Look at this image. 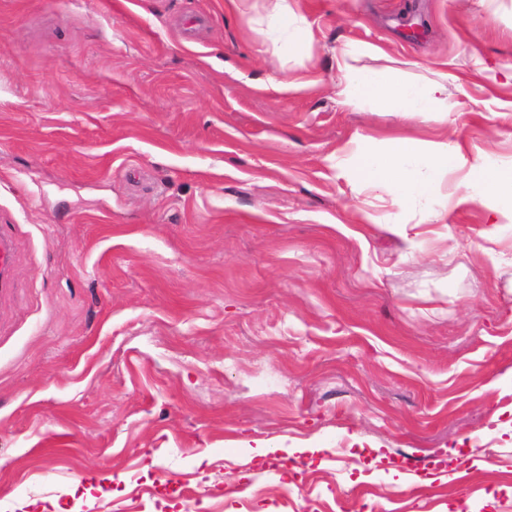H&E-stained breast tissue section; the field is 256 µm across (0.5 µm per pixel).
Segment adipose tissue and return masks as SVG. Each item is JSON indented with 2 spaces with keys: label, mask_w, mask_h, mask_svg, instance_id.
<instances>
[{
  "label": "adipose tissue",
  "mask_w": 512,
  "mask_h": 512,
  "mask_svg": "<svg viewBox=\"0 0 512 512\" xmlns=\"http://www.w3.org/2000/svg\"><path fill=\"white\" fill-rule=\"evenodd\" d=\"M265 23L282 39L286 51L312 41L313 32L296 0H263ZM371 44H348L340 49L336 66L342 74L339 103L351 110L383 109L399 117L422 115L437 118L448 110V84L433 81L421 87L392 82L383 72L353 66L356 56L374 53ZM340 175L372 193L376 199L401 207L433 194L451 170L464 169L462 185L484 196L512 201V167L483 161L466 163L461 145L435 144L426 149L406 138L389 140L378 147L363 135H354L343 149Z\"/></svg>",
  "instance_id": "1"
}]
</instances>
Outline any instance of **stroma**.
Wrapping results in <instances>:
<instances>
[{
    "mask_svg": "<svg viewBox=\"0 0 512 512\" xmlns=\"http://www.w3.org/2000/svg\"><path fill=\"white\" fill-rule=\"evenodd\" d=\"M298 5L285 59L224 0H0V512H512V223L336 169L512 167V0ZM348 42L451 112L342 108ZM342 152L345 166L339 177L397 207L433 194L449 171L464 168L461 186L487 197L510 200L509 209L493 206L490 211L512 222V167L478 160L467 165L460 144L438 143L425 149L417 141L394 138L380 148L372 139L357 134ZM14 261V243L12 238L0 227V288L6 293L12 288L11 271Z\"/></svg>",
    "mask_w": 512,
    "mask_h": 512,
    "instance_id": "1",
    "label": "stroma"
}]
</instances>
